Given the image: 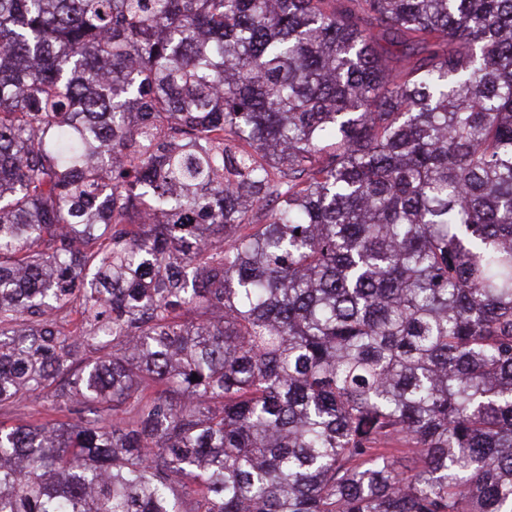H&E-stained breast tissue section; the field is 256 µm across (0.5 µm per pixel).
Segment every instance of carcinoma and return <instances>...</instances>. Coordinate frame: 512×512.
Returning a JSON list of instances; mask_svg holds the SVG:
<instances>
[{
	"mask_svg": "<svg viewBox=\"0 0 512 512\" xmlns=\"http://www.w3.org/2000/svg\"><path fill=\"white\" fill-rule=\"evenodd\" d=\"M30 398L0 512H512V0H0Z\"/></svg>",
	"mask_w": 512,
	"mask_h": 512,
	"instance_id": "1",
	"label": "carcinoma"
}]
</instances>
